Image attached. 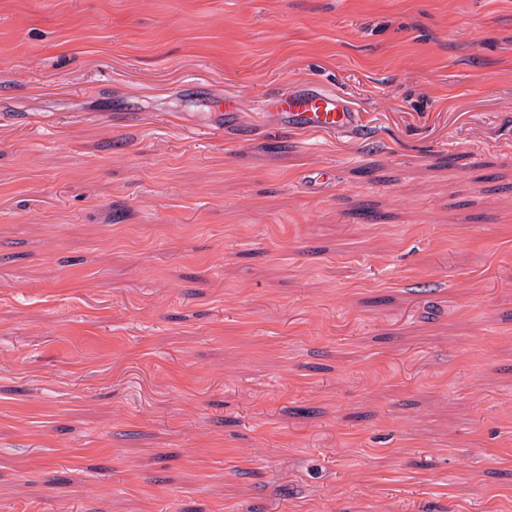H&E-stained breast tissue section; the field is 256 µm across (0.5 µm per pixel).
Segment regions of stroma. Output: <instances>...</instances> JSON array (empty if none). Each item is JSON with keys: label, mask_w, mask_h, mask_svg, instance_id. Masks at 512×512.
<instances>
[{"label": "stroma", "mask_w": 512, "mask_h": 512, "mask_svg": "<svg viewBox=\"0 0 512 512\" xmlns=\"http://www.w3.org/2000/svg\"><path fill=\"white\" fill-rule=\"evenodd\" d=\"M0 512H512V0H0ZM255 109L275 129L354 134L360 126L344 98L317 86L268 91L255 100Z\"/></svg>", "instance_id": "35a3bbf8"}]
</instances>
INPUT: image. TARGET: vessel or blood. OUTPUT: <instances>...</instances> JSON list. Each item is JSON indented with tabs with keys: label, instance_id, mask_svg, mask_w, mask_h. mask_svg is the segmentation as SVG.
<instances>
[{
	"label": "vessel or blood",
	"instance_id": "1",
	"mask_svg": "<svg viewBox=\"0 0 512 512\" xmlns=\"http://www.w3.org/2000/svg\"><path fill=\"white\" fill-rule=\"evenodd\" d=\"M255 108L275 129L353 134L360 126L357 112L344 98L317 86L266 92L256 99Z\"/></svg>",
	"mask_w": 512,
	"mask_h": 512
}]
</instances>
